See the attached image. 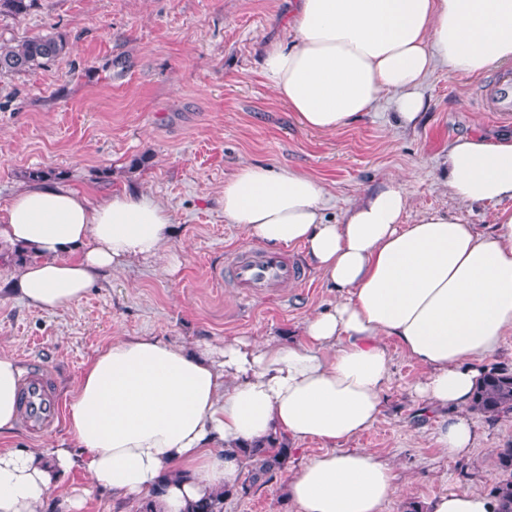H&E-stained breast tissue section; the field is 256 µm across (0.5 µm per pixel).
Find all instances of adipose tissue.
<instances>
[{"label":"adipose tissue","mask_w":512,"mask_h":512,"mask_svg":"<svg viewBox=\"0 0 512 512\" xmlns=\"http://www.w3.org/2000/svg\"><path fill=\"white\" fill-rule=\"evenodd\" d=\"M289 44L272 43L263 73L306 129L336 133L391 98L416 126L421 87L438 68L475 77L512 61V0H297ZM448 191L458 203L495 204L489 230L444 211L406 223L405 183L388 177L340 222L326 218L327 187L292 168L241 165L225 181L224 218L277 251L302 246L339 296L305 318L296 343L273 336L194 352L157 336H117L85 367L67 405L71 444L0 452V512H42L74 469L89 486L150 497L155 512L234 487L243 446L276 435L316 441L287 495L296 512H382L400 488L393 465L347 449L377 420L390 379L387 340L424 367L413 391L450 457L476 440L472 395L484 360L512 333V133L450 141ZM174 221L139 190L89 199L46 179L20 185L0 207V251L25 259L16 287L54 312L103 274L165 259ZM23 371L0 355V435L17 425ZM475 488L438 497L430 512H496Z\"/></svg>","instance_id":"1"}]
</instances>
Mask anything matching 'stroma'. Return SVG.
I'll list each match as a JSON object with an SVG mask.
<instances>
[{
	"instance_id": "1",
	"label": "stroma",
	"mask_w": 512,
	"mask_h": 512,
	"mask_svg": "<svg viewBox=\"0 0 512 512\" xmlns=\"http://www.w3.org/2000/svg\"><path fill=\"white\" fill-rule=\"evenodd\" d=\"M289 7L290 0H38L28 15L0 17L1 37L21 41L53 30L72 46L45 67L0 79V205L41 169L91 199L133 188L152 193L176 227L175 276L163 261H136L53 313L17 296L19 264L0 259V354L47 373L61 401L113 337L153 335L189 349L257 336L288 342L306 317L335 303L298 245L284 254L304 269L303 282L249 298L233 286L231 254L246 244L240 228L225 223L220 198L242 164L319 179L330 191V218H342L393 175L407 183V221L441 210L480 229L490 223L493 205L452 198L445 159L458 136L512 130L487 109L499 70L460 79L436 69L421 88L428 109L416 127L398 125L385 99L342 131L313 133L262 72L265 46L291 39ZM138 157L144 166L132 167ZM389 353L384 409L349 443L396 467L401 493L383 512H403L410 501L425 507L457 488L489 490L503 477L495 451L512 444V414L476 416L475 448L464 458L446 456L412 390L423 368L397 345ZM323 450L315 441L298 444L287 468L266 483L241 473L248 491L226 497L224 512H295L288 471Z\"/></svg>"
}]
</instances>
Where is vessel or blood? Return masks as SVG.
Instances as JSON below:
<instances>
[{"label": "vessel or blood", "mask_w": 512, "mask_h": 512, "mask_svg": "<svg viewBox=\"0 0 512 512\" xmlns=\"http://www.w3.org/2000/svg\"><path fill=\"white\" fill-rule=\"evenodd\" d=\"M488 108L504 117L512 114V74L506 73L500 77ZM231 268L235 287L248 297L304 278L302 270L294 262L260 249L235 253ZM21 403L26 428L30 433L41 434L58 424L59 401L51 389L47 374L37 371L28 376Z\"/></svg>", "instance_id": "vessel-or-blood-1"}]
</instances>
